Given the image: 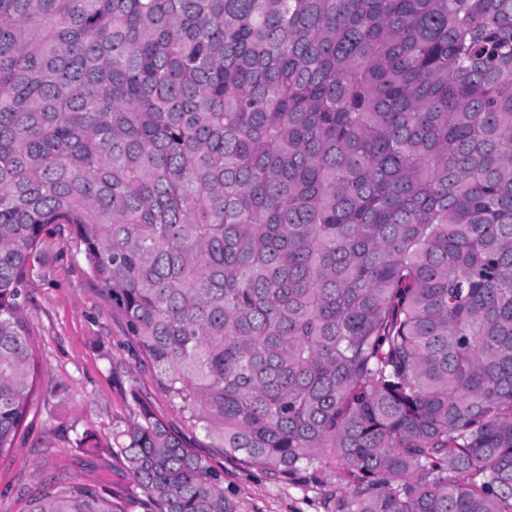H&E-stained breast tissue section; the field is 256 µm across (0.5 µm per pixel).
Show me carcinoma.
I'll return each instance as SVG.
<instances>
[{"label": "carcinoma", "mask_w": 512, "mask_h": 512, "mask_svg": "<svg viewBox=\"0 0 512 512\" xmlns=\"http://www.w3.org/2000/svg\"><path fill=\"white\" fill-rule=\"evenodd\" d=\"M52 224L210 447L327 512H512V0H0V456ZM107 451L235 512L147 410Z\"/></svg>", "instance_id": "obj_1"}]
</instances>
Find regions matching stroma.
Segmentation results:
<instances>
[{"label": "stroma", "mask_w": 512, "mask_h": 512, "mask_svg": "<svg viewBox=\"0 0 512 512\" xmlns=\"http://www.w3.org/2000/svg\"><path fill=\"white\" fill-rule=\"evenodd\" d=\"M26 293L39 388L12 448L0 457V512H28L43 482L67 476L95 485L122 512H147L122 461L103 449L91 452L81 441L86 431L110 441L113 429L144 409L176 428L222 475L236 512H325V491L343 490L328 471L278 481L210 448L157 387L153 369L139 362L68 225H51L44 234Z\"/></svg>", "instance_id": "stroma-1"}]
</instances>
